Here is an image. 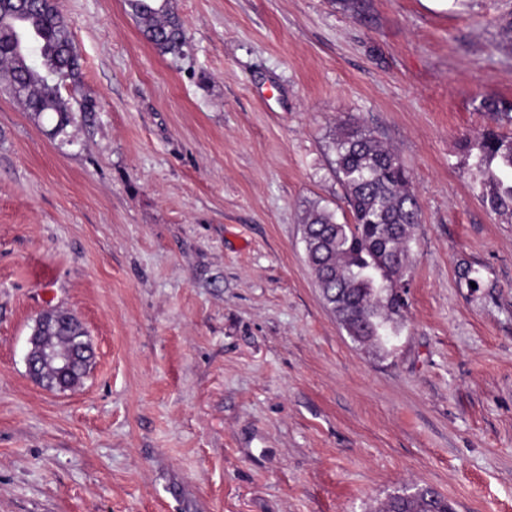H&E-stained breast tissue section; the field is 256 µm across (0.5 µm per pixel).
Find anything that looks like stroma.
<instances>
[{
    "mask_svg": "<svg viewBox=\"0 0 512 512\" xmlns=\"http://www.w3.org/2000/svg\"><path fill=\"white\" fill-rule=\"evenodd\" d=\"M350 2L174 0L176 60L124 0H56L95 110L54 138L0 89V512H512V219L463 150L512 107V0ZM347 119L422 211L382 352L304 259ZM49 306L93 343L66 391L26 374ZM405 494L406 488H402L389 496L393 501L399 502L401 504L400 508L404 509L405 512H454L448 499L432 487H421L420 490L409 499L403 498ZM388 503H390L389 500L386 502L382 511L403 512L396 505L387 507L386 505Z\"/></svg>",
    "mask_w": 512,
    "mask_h": 512,
    "instance_id": "obj_1",
    "label": "stroma"
}]
</instances>
